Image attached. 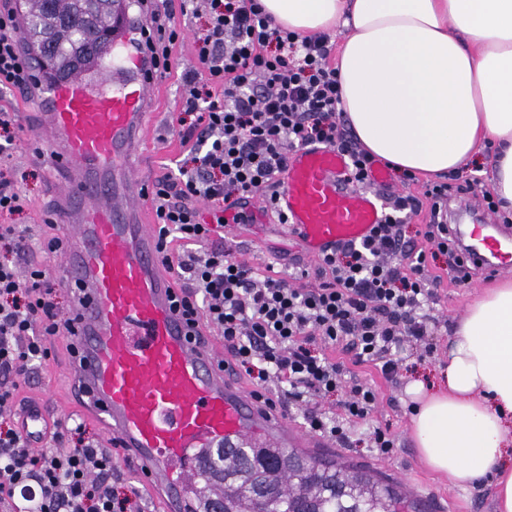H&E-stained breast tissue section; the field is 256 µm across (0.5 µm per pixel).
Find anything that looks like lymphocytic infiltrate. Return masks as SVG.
Wrapping results in <instances>:
<instances>
[{
	"mask_svg": "<svg viewBox=\"0 0 512 512\" xmlns=\"http://www.w3.org/2000/svg\"><path fill=\"white\" fill-rule=\"evenodd\" d=\"M137 3L157 26L148 50L170 75L183 31L163 20L159 0ZM179 11L198 27L195 65L181 75V155L175 170L155 180L150 198L164 262L176 285L188 290V310L220 330L235 371L255 393L307 405L311 432L349 443L346 422L366 419L377 401L371 386L348 381L349 364L378 366L393 379L400 365L394 350L407 342L431 347L428 308L438 277L430 258L447 256L461 283L477 269L448 222L449 202L472 194L493 213L498 203L475 177L457 185L427 182L417 195L392 192L363 241L336 246L315 265L288 274L258 273L231 247L212 244L225 211L249 197L274 207L289 157L300 148L336 147L349 160L346 180L364 190L372 187L376 159L340 120L327 36L275 26L259 0H179ZM21 42L18 13L10 0H0V90L33 96L43 81ZM20 132L17 113L0 109V512H18L17 494L32 484L39 490L35 512H144L138 492L122 491L112 478L114 450L88 436L82 419L62 424L56 447L40 450L12 419L21 383L73 330L45 272L18 271L32 249L53 253L63 245L55 234L37 237L16 221L28 205L13 163ZM201 202L210 206L212 221L198 211ZM421 211L426 224L416 239L406 238L405 224ZM199 242L208 250H196ZM340 347L350 362L335 358ZM342 391L340 415L309 406Z\"/></svg>",
	"mask_w": 512,
	"mask_h": 512,
	"instance_id": "obj_1",
	"label": "lymphocytic infiltrate"
}]
</instances>
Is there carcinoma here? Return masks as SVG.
I'll return each mask as SVG.
<instances>
[{"label":"carcinoma","instance_id":"cac0c4a2","mask_svg":"<svg viewBox=\"0 0 512 512\" xmlns=\"http://www.w3.org/2000/svg\"><path fill=\"white\" fill-rule=\"evenodd\" d=\"M113 0H95V27L112 22ZM89 0H25L24 20L36 56L54 42L48 71L68 74L79 53L72 33L85 28ZM222 512H375L383 500L391 512L408 505L397 488L361 466L330 463L287 448H229L221 457Z\"/></svg>","mask_w":512,"mask_h":512}]
</instances>
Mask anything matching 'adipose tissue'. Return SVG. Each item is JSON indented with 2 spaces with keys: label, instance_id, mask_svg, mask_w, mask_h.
<instances>
[{
  "label": "adipose tissue",
  "instance_id": "1",
  "mask_svg": "<svg viewBox=\"0 0 512 512\" xmlns=\"http://www.w3.org/2000/svg\"><path fill=\"white\" fill-rule=\"evenodd\" d=\"M313 36L343 25L341 109L365 150L423 177L497 148L490 184L512 210V0H260ZM437 385L408 382L418 457L450 484L493 475L512 512V280L468 308Z\"/></svg>",
  "mask_w": 512,
  "mask_h": 512
}]
</instances>
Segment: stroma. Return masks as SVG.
<instances>
[{"label":"stroma","mask_w":512,"mask_h":512,"mask_svg":"<svg viewBox=\"0 0 512 512\" xmlns=\"http://www.w3.org/2000/svg\"><path fill=\"white\" fill-rule=\"evenodd\" d=\"M180 107V75L174 72L160 81L155 94L154 110L159 113L161 120L155 125L146 146L150 154L149 178H157L175 166L181 151L175 120ZM37 149L47 155L53 152L50 144L36 140L31 124H24L14 157L16 164L29 173L22 187L30 206L19 220L33 226L44 223L60 207L55 192L56 175L51 169L36 165L33 152ZM224 237L232 244L238 260L260 270L269 265L274 266L275 270H284L289 260L300 254L298 242L277 224L239 225L225 231ZM431 266L440 277L438 300L432 310L437 322L435 333L430 338L432 349L425 352L414 344H404L399 353L402 368L398 376L391 380L385 379L376 366L352 367V375L375 390L377 404L367 420L350 424L353 442L342 446V458L344 462L369 467L381 477L388 473L396 475L401 492L418 488L441 496L446 512H495L489 479H482L478 485L470 488L456 487L432 473L419 460L409 430L410 402L405 386L413 377L435 381L437 367L448 355V339L456 321L473 300L498 282L512 278V273L504 271L489 278L479 271L468 283L461 284L457 282L456 273L445 257H437ZM70 369L71 360L65 347L57 346L54 357L25 385L24 397L39 400L51 409L63 406L74 385L73 378L69 376ZM377 427L389 429L394 436L395 449L392 454L382 456L367 447L364 438Z\"/></svg>","instance_id":"obj_1"}]
</instances>
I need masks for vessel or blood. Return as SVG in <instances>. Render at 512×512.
Returning <instances> with one entry per match:
<instances>
[{
    "label": "vessel or blood",
    "mask_w": 512,
    "mask_h": 512,
    "mask_svg": "<svg viewBox=\"0 0 512 512\" xmlns=\"http://www.w3.org/2000/svg\"><path fill=\"white\" fill-rule=\"evenodd\" d=\"M112 50L96 85L82 77L52 86L42 101L38 137L57 144L67 173L61 220L71 231L63 252L79 295L76 371L108 444L122 448L144 482L163 493L162 512H204L201 489L210 453L223 448H321L324 440L268 410L223 365L210 331L196 332L162 265L145 203L147 162L129 164L151 130L157 77L143 51L147 25L134 0H115ZM336 148L291 154L288 188L277 210L307 260L368 235L380 216L377 195L345 181ZM474 260L512 268V239L495 224L454 225ZM21 422L40 446L51 419L30 406Z\"/></svg>",
    "instance_id": "vessel-or-blood-1"
}]
</instances>
